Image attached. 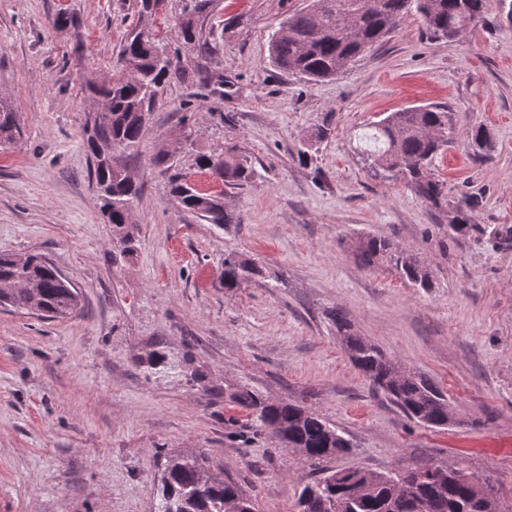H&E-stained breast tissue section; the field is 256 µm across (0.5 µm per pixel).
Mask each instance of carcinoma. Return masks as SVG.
<instances>
[{
  "mask_svg": "<svg viewBox=\"0 0 512 512\" xmlns=\"http://www.w3.org/2000/svg\"><path fill=\"white\" fill-rule=\"evenodd\" d=\"M214 0H183V40L200 41L195 18L210 13ZM489 0H311L306 10L290 15L272 34L269 58L279 70L309 81L335 77L341 70L386 37L411 13L420 16L431 39L454 40L485 22ZM132 77L119 78L96 89L107 103L103 112L88 114L84 131L90 153V173L96 182L100 211L112 225V253L126 259L134 253L132 215L140 187L128 178V160L138 155L150 112L167 85L182 75L179 52L169 53L140 31L127 33L118 54ZM16 114L0 105V137L14 139ZM360 150L368 175L374 181H402L418 198L440 209L448 204L444 183L434 176L436 157L453 143L455 132L449 112L437 106H421L393 112L375 124ZM478 153L492 146L491 131L471 128L465 136ZM112 147L111 161L97 154V145ZM152 164L167 178L169 194L184 212L222 227L239 224L241 218L224 208V197L198 191L183 172L180 161L166 151ZM195 165L227 186H242L254 177L247 157L235 148L196 156ZM478 203L474 196L454 209L449 230L461 234L471 227L467 210ZM359 262L369 268L386 265L414 288L435 287L431 270L421 257L394 241L371 235L356 239ZM253 261L235 256L224 258V288H241L261 275ZM0 306L29 314L64 318L81 308V293L57 266L41 253L25 256L0 255ZM336 331L351 363L371 382L375 391L395 405L410 420L435 428L448 425V398L423 375L408 371L392 378L393 361L376 345L356 335L345 316L333 314ZM236 399L254 409L259 426L283 429L288 442L303 449L302 458L313 467L351 451L352 444L335 425L308 408L292 404H269L251 393ZM359 469H343L306 485L299 497L300 512H499L484 510L473 499L472 472L457 465L442 471L425 469L378 474L369 490L357 496L354 485ZM254 512L240 485L209 473L204 454L166 455L161 475L159 512Z\"/></svg>",
  "mask_w": 512,
  "mask_h": 512,
  "instance_id": "carcinoma-1",
  "label": "carcinoma"
}]
</instances>
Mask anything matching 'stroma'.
<instances>
[{
  "label": "stroma",
  "instance_id": "1",
  "mask_svg": "<svg viewBox=\"0 0 512 512\" xmlns=\"http://www.w3.org/2000/svg\"><path fill=\"white\" fill-rule=\"evenodd\" d=\"M310 0H214L199 19L210 55L184 44L181 0H0V104L23 137L0 143V252L48 256L81 292L64 319L0 307V512H157L163 457L205 453L256 512H298L315 477L258 428L236 395L303 405L350 438L326 470L407 471L454 464L512 512V25L490 0L484 25L430 41L405 17L333 79L310 82L269 62V39ZM64 13L77 31L54 29ZM179 51L187 77L167 87L131 170L135 252L112 261V227L89 177L83 126L90 84L120 75L128 29ZM448 107L458 133L435 163L451 201L477 196L476 228L451 233L449 209L371 180L360 136L389 115ZM331 133H315L322 125ZM487 126L493 147L467 150ZM238 147L253 182L236 188L195 165L190 180L242 217L224 228L183 212L151 164ZM419 252L424 292L361 266L358 235ZM261 277L224 286L226 256ZM404 368L433 380L466 426L409 421L345 353L334 311ZM167 369L148 365L152 351ZM199 383H190L191 374Z\"/></svg>",
  "mask_w": 512,
  "mask_h": 512
}]
</instances>
